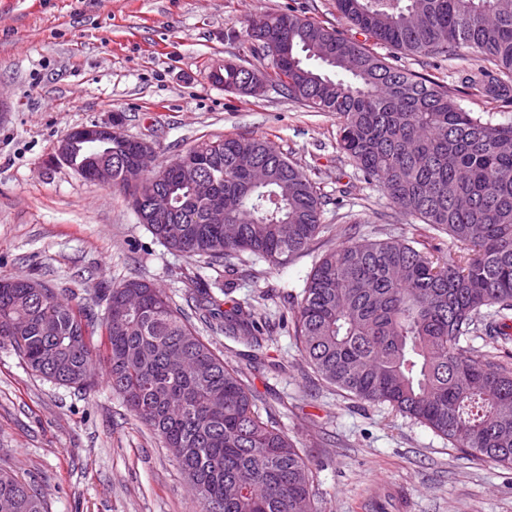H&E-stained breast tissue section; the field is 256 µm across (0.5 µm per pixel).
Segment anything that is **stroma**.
Here are the masks:
<instances>
[{
  "mask_svg": "<svg viewBox=\"0 0 512 512\" xmlns=\"http://www.w3.org/2000/svg\"><path fill=\"white\" fill-rule=\"evenodd\" d=\"M330 21L348 36L335 0H0V275L37 276L89 302L103 283L143 277L190 310L191 281L248 302L269 334L250 351L208 329L204 341L261 396L262 417L288 433L313 470L317 512H512V468L463 454L388 405L318 380L292 320L320 255L349 241L405 236L451 250L446 234L396 209L336 145L339 120L276 88L224 92L212 66L265 61L249 19L285 11ZM413 74L456 87L483 59L374 48ZM121 116L153 143L151 170L207 138H263L298 163L322 196L326 230L285 264L245 255L234 271L168 250L124 195L48 166L74 128ZM261 364L250 367L249 353ZM0 467L33 485L48 512H197L196 494L162 439L106 379L78 391L32 373L0 348Z\"/></svg>",
  "mask_w": 512,
  "mask_h": 512,
  "instance_id": "35a3bbf8",
  "label": "stroma"
}]
</instances>
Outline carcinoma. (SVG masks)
I'll return each mask as SVG.
<instances>
[{
	"label": "carcinoma",
	"mask_w": 512,
	"mask_h": 512,
	"mask_svg": "<svg viewBox=\"0 0 512 512\" xmlns=\"http://www.w3.org/2000/svg\"><path fill=\"white\" fill-rule=\"evenodd\" d=\"M365 37L293 11L252 18L247 37L269 58L252 67L273 87L339 118L337 144L396 208L445 233L454 253L407 238L351 242L311 270L293 333L325 383L386 403L478 459L512 466V364L462 345L490 333L509 340L512 310V121L462 108L442 82L390 64L372 40L426 57L475 54L489 66L460 79L488 103L512 98V0H336ZM317 65H311V62ZM249 72L226 59L208 79L245 97ZM107 143L73 147L72 164L112 166L122 191L125 157ZM207 159L204 186L172 169L141 173L162 216L146 228L169 250L230 268L246 254L284 263L324 232L310 177L269 141L218 137L185 151ZM224 202V223H209ZM0 348L35 374L88 390L96 383L90 336L105 338L107 379L161 437L196 492L200 512H299L312 471L288 433L263 420L246 372L224 362L192 320L260 345L267 328L251 307L227 308L192 283V314L143 279L96 289L94 305L69 289L1 275ZM103 308L94 312L93 306ZM0 512H47L26 483L0 468Z\"/></svg>",
	"instance_id": "obj_1"
}]
</instances>
